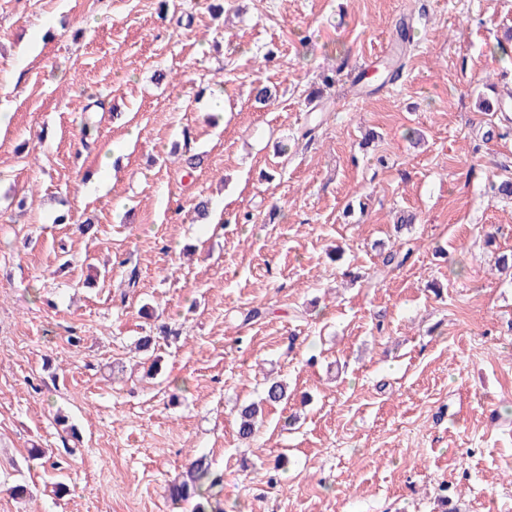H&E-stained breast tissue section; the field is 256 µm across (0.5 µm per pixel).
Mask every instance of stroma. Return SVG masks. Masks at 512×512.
I'll return each mask as SVG.
<instances>
[{
	"label": "stroma",
	"instance_id": "stroma-1",
	"mask_svg": "<svg viewBox=\"0 0 512 512\" xmlns=\"http://www.w3.org/2000/svg\"><path fill=\"white\" fill-rule=\"evenodd\" d=\"M209 4L0 0V512H512V0ZM259 414L261 415V407L259 404L249 403L244 405L239 414V434L243 438H251L256 433V425ZM210 463L205 456H200L191 461L182 480L175 482L169 487V497L174 502L196 501L193 507L194 512H206V508L201 501L203 497V487L206 484L214 486L216 478H212Z\"/></svg>",
	"mask_w": 512,
	"mask_h": 512
}]
</instances>
